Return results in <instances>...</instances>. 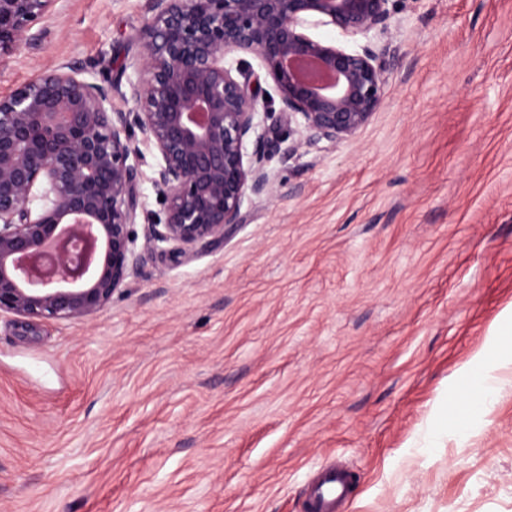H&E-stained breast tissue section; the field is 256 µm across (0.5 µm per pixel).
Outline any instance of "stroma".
<instances>
[{"label":"stroma","instance_id":"1","mask_svg":"<svg viewBox=\"0 0 512 512\" xmlns=\"http://www.w3.org/2000/svg\"><path fill=\"white\" fill-rule=\"evenodd\" d=\"M148 0H57L0 96L74 64L132 111ZM385 103L302 143L260 84L277 198L192 259L144 252L101 311L0 315V512H512V0H397ZM144 158L134 231L162 217ZM499 390L482 399L486 377ZM352 485L353 477L349 471L327 470L310 495V509L312 512H335L336 504L349 496Z\"/></svg>","mask_w":512,"mask_h":512}]
</instances>
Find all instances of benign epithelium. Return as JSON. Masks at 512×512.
Segmentation results:
<instances>
[{"label":"benign epithelium","mask_w":512,"mask_h":512,"mask_svg":"<svg viewBox=\"0 0 512 512\" xmlns=\"http://www.w3.org/2000/svg\"><path fill=\"white\" fill-rule=\"evenodd\" d=\"M56 0H0V54L20 48ZM133 112H109L110 89L59 63L0 97V314L24 322L92 315L135 272L133 231L143 157L138 127L160 157L152 180L164 222L143 247L195 257L241 223L252 198L273 199L264 170L269 128L253 55L280 95L278 122L304 143L353 138L385 100L387 52L354 51L307 33L387 28L390 0H149ZM315 61L320 75L297 64ZM40 202L33 209V202ZM61 242L56 274L40 269Z\"/></svg>","instance_id":"7a95c632"}]
</instances>
